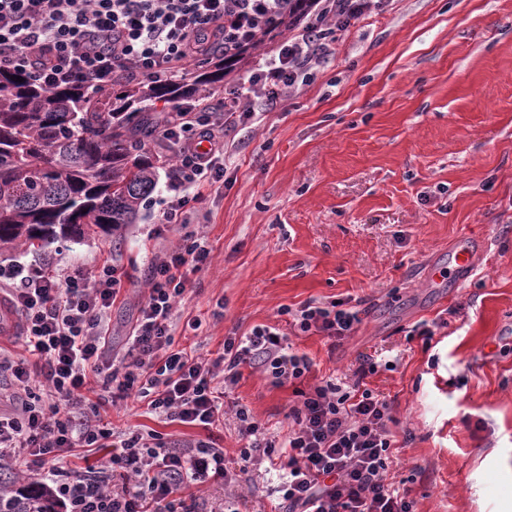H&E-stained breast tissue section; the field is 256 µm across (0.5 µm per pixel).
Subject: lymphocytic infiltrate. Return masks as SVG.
I'll return each instance as SVG.
<instances>
[{"label": "lymphocytic infiltrate", "mask_w": 512, "mask_h": 512, "mask_svg": "<svg viewBox=\"0 0 512 512\" xmlns=\"http://www.w3.org/2000/svg\"><path fill=\"white\" fill-rule=\"evenodd\" d=\"M381 0H313L289 33L258 54L246 77L221 103L208 97L169 104L159 125L174 161L166 174L162 224H187L189 204L203 185L224 176L227 134L270 112L298 91L312 69L332 53L330 31L345 29L379 9ZM293 0H0V69L29 75L47 89L77 85L96 93L112 84L187 73L212 46L234 54L286 15ZM200 237L154 255L149 291L114 371L106 361V323L123 288L110 265L88 274L78 268L48 273L39 258L0 263V293L21 313L25 355L0 352V370L12 380L18 403L0 414V472L26 466L27 485H0V512H29L32 497L49 490L58 512H200L182 490L221 483L233 487L265 464L281 472L273 491L285 512H413L407 492L387 480L393 463V405L358 381L373 372L360 358L357 381H333L302 392L283 436H272L246 409H238L245 441L235 462L212 440L171 445L156 432L114 436L89 393L145 401L147 414L209 431L224 417L221 400L243 367H260L273 385L303 378L313 362L295 352L279 328L255 326L227 337L218 357L205 359L176 347V305L188 272L206 266ZM301 334L342 340L362 322L344 301L282 307ZM104 451L100 465L75 472L76 449Z\"/></svg>", "instance_id": "1"}]
</instances>
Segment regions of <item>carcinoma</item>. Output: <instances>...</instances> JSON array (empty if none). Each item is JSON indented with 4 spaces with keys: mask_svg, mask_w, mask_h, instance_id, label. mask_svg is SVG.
Segmentation results:
<instances>
[{
    "mask_svg": "<svg viewBox=\"0 0 512 512\" xmlns=\"http://www.w3.org/2000/svg\"><path fill=\"white\" fill-rule=\"evenodd\" d=\"M291 24L283 18L230 58L211 52L190 84L179 75L125 81L94 96L0 72V250L81 240L84 224L114 234L134 223L165 164L144 149L157 104L215 89Z\"/></svg>",
    "mask_w": 512,
    "mask_h": 512,
    "instance_id": "carcinoma-1",
    "label": "carcinoma"
}]
</instances>
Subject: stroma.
I'll return each mask as SVG.
<instances>
[{"label":"stroma","instance_id":"1","mask_svg":"<svg viewBox=\"0 0 512 512\" xmlns=\"http://www.w3.org/2000/svg\"><path fill=\"white\" fill-rule=\"evenodd\" d=\"M335 31L332 54L302 91L232 131L220 187L193 202L191 229L141 209L117 234L44 249L49 268L125 272L109 314L125 343L155 252L205 237L208 265L188 275L175 340L213 358L229 336L275 325L313 361L306 386L352 382L360 356L377 363L367 388L393 404L390 482L414 512H512V0H383ZM481 243L460 284L433 282L461 239ZM359 303L347 339L296 336L279 310L316 300ZM201 320L192 329L191 320ZM447 320L431 342L419 322ZM293 384L258 370L224 400V427L207 433L106 403L114 431L164 441L215 436L227 459L242 442L244 405L268 433L299 405ZM268 473L238 488L239 512H273Z\"/></svg>","mask_w":512,"mask_h":512}]
</instances>
